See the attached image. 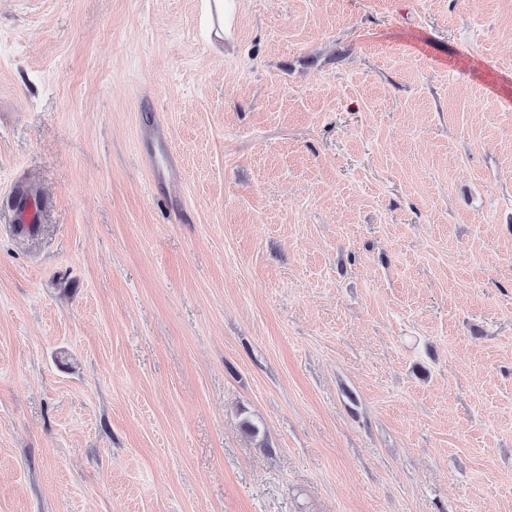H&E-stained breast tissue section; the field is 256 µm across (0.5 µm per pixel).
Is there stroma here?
Instances as JSON below:
<instances>
[{"label": "stroma", "instance_id": "35a3bbf8", "mask_svg": "<svg viewBox=\"0 0 512 512\" xmlns=\"http://www.w3.org/2000/svg\"><path fill=\"white\" fill-rule=\"evenodd\" d=\"M200 13L0 0V512H512V0ZM204 20L211 33L222 40L228 35L235 16L236 0H202Z\"/></svg>", "mask_w": 512, "mask_h": 512}]
</instances>
